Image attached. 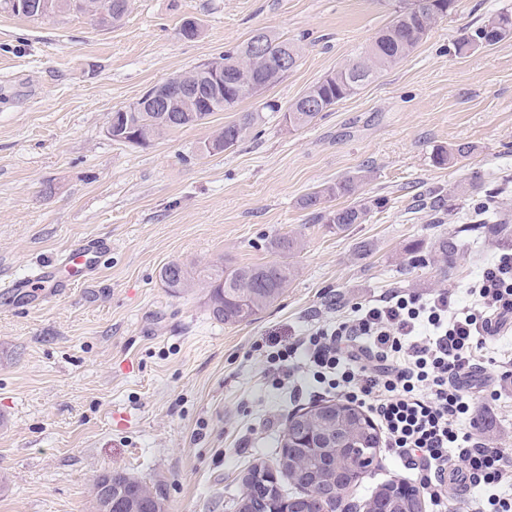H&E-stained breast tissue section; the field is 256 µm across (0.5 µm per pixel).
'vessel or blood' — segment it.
I'll list each match as a JSON object with an SVG mask.
<instances>
[{
  "mask_svg": "<svg viewBox=\"0 0 512 512\" xmlns=\"http://www.w3.org/2000/svg\"><path fill=\"white\" fill-rule=\"evenodd\" d=\"M111 249V242L101 237L75 240L58 262L41 266L35 280L47 288L49 295H62L71 286L70 273H78L84 278L92 276L98 270L102 256Z\"/></svg>",
  "mask_w": 512,
  "mask_h": 512,
  "instance_id": "obj_1",
  "label": "vessel or blood"
}]
</instances>
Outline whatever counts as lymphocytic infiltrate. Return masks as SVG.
Masks as SVG:
<instances>
[{"instance_id":"lymphocytic-infiltrate-1","label":"lymphocytic infiltrate","mask_w":512,"mask_h":512,"mask_svg":"<svg viewBox=\"0 0 512 512\" xmlns=\"http://www.w3.org/2000/svg\"><path fill=\"white\" fill-rule=\"evenodd\" d=\"M470 294L463 307L444 289L356 305L352 317L299 338L276 360L285 365L304 352L310 381L366 407L389 456L416 474L439 512L448 508L445 476L455 466L473 512H512V453L466 426L485 338L512 318V250L484 268Z\"/></svg>"}]
</instances>
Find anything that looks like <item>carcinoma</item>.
<instances>
[{"instance_id": "1", "label": "carcinoma", "mask_w": 512, "mask_h": 512, "mask_svg": "<svg viewBox=\"0 0 512 512\" xmlns=\"http://www.w3.org/2000/svg\"><path fill=\"white\" fill-rule=\"evenodd\" d=\"M455 0H409L407 6L397 12L391 22L371 42L356 54L352 61L339 66L321 81L310 86L288 105L291 129L297 130L316 121L323 113L341 100L357 93L381 71L407 57L426 38L437 21L450 14ZM262 37L266 43V54L261 57L252 51L254 39ZM512 38V12L504 9L489 16L481 25L465 31L454 43L457 54L481 46L495 45ZM288 51L293 65L301 58L303 38H280L264 30L255 31L247 40L224 50L221 58L231 68L224 71V91L244 82L253 83L261 90L279 82L288 70L279 64L280 53ZM241 99L226 98L214 102L206 112L185 113L180 127L196 124L200 116L210 117L216 112L235 108ZM160 119L158 112H129L125 121L115 126L113 140L141 127H151ZM261 120L257 112H244L221 130L214 140L204 142L202 150L208 154L222 153L248 137ZM474 146L458 144L447 150L440 149L434 154V162L447 165L459 158H466ZM366 176L347 175L336 182L322 185L304 195L299 202L302 209L329 229L341 234L354 224H365L374 210L382 207L384 200L364 196L362 186ZM502 193L492 189L484 195L482 205L475 211L469 224L456 228L455 232L441 237L434 244L440 273L448 276L455 266L459 253V241L463 234L478 232L483 239L491 242H506L512 239V225L495 212L496 198ZM332 198H346L344 207L330 208L326 202ZM302 248L301 239L294 233L276 236L271 242L274 257L266 262L247 265H226L219 261L200 267L180 261H171L161 270L160 277L165 287L175 295L187 294L200 288L206 292L207 304L213 318L226 325H241L255 320L256 316L272 306L294 281L298 270L292 258ZM309 421L318 431H333L338 438H349L361 452L356 457L344 456L343 462L353 469L351 482L359 480L363 469L372 464L378 447V434L370 419L358 408L342 402L329 400L310 406L288 418V423ZM288 441L292 451L276 461L277 470L297 489L294 497L286 496L279 483L273 482L266 495L257 496L248 483L243 489L238 506L244 512H274L285 502L298 505L305 512H345L342 508L344 492L336 497L328 495L336 469L319 464L317 456L283 430L280 441ZM112 477L115 494L131 500L141 512H165L167 495L152 493V489L164 484L157 480L147 484L125 472L110 471L96 477L94 483ZM398 482L392 480L383 485L375 495L395 491L396 512H414L421 507L419 492L408 488L405 492L395 490Z\"/></svg>"}]
</instances>
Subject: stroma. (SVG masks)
<instances>
[{"label": "stroma", "mask_w": 512, "mask_h": 512, "mask_svg": "<svg viewBox=\"0 0 512 512\" xmlns=\"http://www.w3.org/2000/svg\"><path fill=\"white\" fill-rule=\"evenodd\" d=\"M405 2L129 0L114 27L0 11V285L35 275L76 239L112 241L97 275L65 296L0 293V512H90L94 480L115 469L165 481L167 512H237L243 477L274 466L289 416L327 398L279 383L269 354L395 291L445 289L470 303L498 244L463 239L446 277L417 259L465 222L475 195L453 197L441 224L418 200L476 172L508 182L499 201L512 220V38L453 47L512 0H458L409 56L307 127L288 129L279 113ZM187 17L201 23L192 40L178 33ZM258 29L305 38L278 83L145 148L107 136L114 110ZM257 111L254 135L203 152L216 129ZM460 143L475 152L434 163ZM361 170L365 194L386 200L368 223L338 235L300 208L313 188ZM291 230L304 239L299 274L250 323L217 322L204 291L176 296L162 284L171 261H268L269 241ZM363 243L371 252L355 258ZM511 356L506 321L486 341L473 429L512 450V388L492 386ZM400 477L415 482L377 448L347 500L363 506Z\"/></svg>", "instance_id": "1"}]
</instances>
